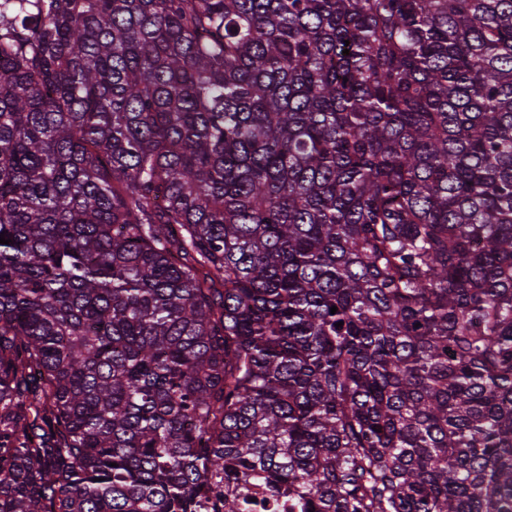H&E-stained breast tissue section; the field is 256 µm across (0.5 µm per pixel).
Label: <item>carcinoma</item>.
I'll return each instance as SVG.
<instances>
[{
    "label": "carcinoma",
    "instance_id": "carcinoma-1",
    "mask_svg": "<svg viewBox=\"0 0 512 512\" xmlns=\"http://www.w3.org/2000/svg\"><path fill=\"white\" fill-rule=\"evenodd\" d=\"M26 2L0 512H512V0ZM234 493L242 504V512H299L288 500L285 489L275 490L264 481H246L234 487ZM251 498H256L252 502Z\"/></svg>",
    "mask_w": 512,
    "mask_h": 512
}]
</instances>
